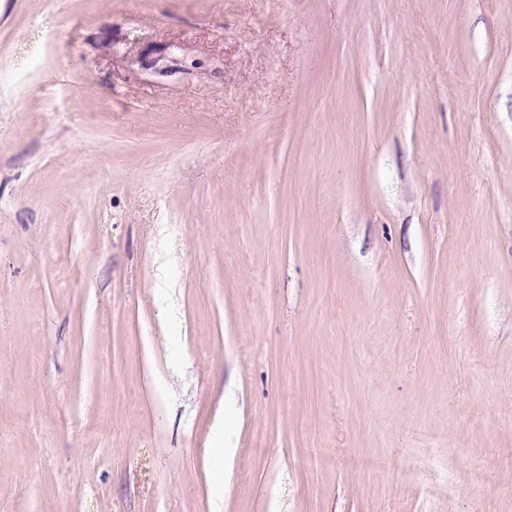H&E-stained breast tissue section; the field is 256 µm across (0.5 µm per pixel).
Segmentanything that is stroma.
<instances>
[{"label":"stroma","instance_id":"stroma-1","mask_svg":"<svg viewBox=\"0 0 512 512\" xmlns=\"http://www.w3.org/2000/svg\"><path fill=\"white\" fill-rule=\"evenodd\" d=\"M0 512H512V0H0Z\"/></svg>","mask_w":512,"mask_h":512}]
</instances>
